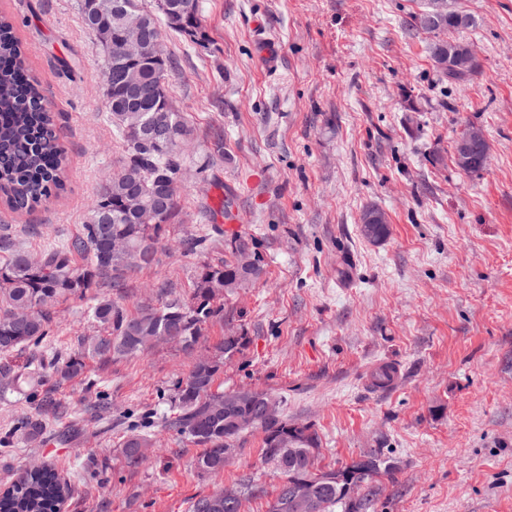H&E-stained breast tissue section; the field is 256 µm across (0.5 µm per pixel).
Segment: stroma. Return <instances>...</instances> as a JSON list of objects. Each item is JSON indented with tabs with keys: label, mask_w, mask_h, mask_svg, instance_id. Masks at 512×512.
Instances as JSON below:
<instances>
[{
	"label": "stroma",
	"mask_w": 512,
	"mask_h": 512,
	"mask_svg": "<svg viewBox=\"0 0 512 512\" xmlns=\"http://www.w3.org/2000/svg\"><path fill=\"white\" fill-rule=\"evenodd\" d=\"M456 2L475 23L447 37L478 61L459 83L440 79L431 36L413 25L419 0H199L207 42L163 29L169 95L193 130L178 214L153 264L121 286L99 283L93 298L133 313L188 296L198 266L232 259L237 236L256 241L262 272L225 293L193 351L171 342L88 362L55 392L66 416L47 422L51 434L77 425L80 440L0 448V483L40 458L74 485L64 512H189L252 476L261 491L244 510L268 512L280 479L260 463L259 432L243 434L217 476L198 473V446L171 430L139 467L121 454L195 360L237 335L246 345L215 391L283 396V415L321 436L322 468L383 449L394 470L368 512H512V0ZM0 12L28 49L67 156L61 196L23 213L0 203V236L36 254L81 230L124 146L78 0H0ZM469 127L484 131L488 158L466 173L453 153ZM370 206L388 216L378 243L361 232ZM189 237L202 248L185 251ZM93 298L57 305L50 347L99 335ZM385 364L397 374L379 388L371 372Z\"/></svg>",
	"instance_id": "obj_1"
}]
</instances>
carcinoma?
<instances>
[{"instance_id": "carcinoma-1", "label": "carcinoma", "mask_w": 512, "mask_h": 512, "mask_svg": "<svg viewBox=\"0 0 512 512\" xmlns=\"http://www.w3.org/2000/svg\"><path fill=\"white\" fill-rule=\"evenodd\" d=\"M172 2L190 4L192 9L184 10L182 26L172 25L170 29L181 35L189 29L195 34L194 43L206 41L199 0ZM78 6L97 47L110 48V54L103 56L104 93L125 157L120 170L102 185L79 234L41 251L36 258L14 248L0 261V396L23 391L31 405L17 426L0 436L1 448L12 447L18 433L30 447L44 446L47 419L66 414L52 392L44 389L46 382L64 385L84 374L88 360L106 364L116 355H143L163 342H178L186 350L193 349L203 326L219 316L217 302L224 298V292L261 273L257 263L247 271L235 262L203 264L196 271L189 298H168L158 307L146 306L135 314L110 299H99L90 316L103 327L105 335L78 338L76 349L70 353L45 345L57 304L81 300L99 282L117 280L122 272L155 260L157 245L178 208L176 178L183 167L182 144L191 140L184 113L177 111L169 98L167 63L140 65L145 84L157 89V95L147 101L124 87L114 74L124 14L143 15L148 34L159 38L158 13L145 9L141 0H81ZM413 21L417 28L433 35L428 52L442 78L460 82L475 71V64L458 66L453 62L452 42L443 38L450 30L473 26L471 15L458 10L455 0H426ZM43 101L26 46L13 21L0 15V195L17 212L28 211L65 189L66 153L56 132V115L43 106ZM157 124L168 128L171 143L157 145L139 136ZM167 185L174 198L165 204L160 223L139 224L126 212L129 193L143 192L145 200L152 202L156 191ZM114 239L122 242L121 248H112ZM245 344L246 337L229 335L214 345L211 354L196 360L172 397L174 416L160 419L161 426L201 447L193 460L201 473L224 472L245 432L241 428L230 433L224 428V398L239 391H213L224 361L241 353ZM18 351L28 352L25 362L9 359ZM270 396V392L255 391L242 400L243 413L252 416L250 428L263 434L261 464L272 467L281 478L268 512H295L288 508L285 488L303 480L316 483L312 512H366L369 497L376 493L374 482L392 470L383 451L374 449L337 471L331 470L340 474V482H324L319 478L324 473L318 464L320 436L315 431L303 435L283 415L273 421L259 417L260 402ZM155 446L154 433L135 432L122 443V453L129 465L137 466L147 460L148 449ZM351 479L367 485L365 496L356 500L345 493L344 485ZM237 489L239 497L231 512H243L245 494L259 492L250 477ZM72 492L71 481L62 477L54 464L42 461L0 489V512H61ZM191 512H225L224 489L195 499Z\"/></svg>"}]
</instances>
